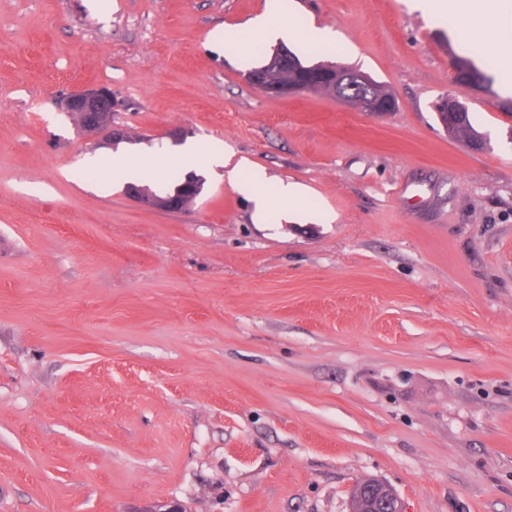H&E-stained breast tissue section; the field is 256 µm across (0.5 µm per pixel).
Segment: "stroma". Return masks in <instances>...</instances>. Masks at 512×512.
<instances>
[{"label": "stroma", "instance_id": "obj_1", "mask_svg": "<svg viewBox=\"0 0 512 512\" xmlns=\"http://www.w3.org/2000/svg\"><path fill=\"white\" fill-rule=\"evenodd\" d=\"M267 0H0V512H512V118L455 82L457 15L282 0L303 61L370 74L382 118L245 75ZM248 41L242 59L239 41ZM111 90L143 155L220 151L187 210L146 209L60 94ZM489 138L451 139L437 101ZM307 188L265 222L236 166ZM349 512H403V508L391 487L375 479H366L355 498L350 499Z\"/></svg>", "mask_w": 512, "mask_h": 512}]
</instances>
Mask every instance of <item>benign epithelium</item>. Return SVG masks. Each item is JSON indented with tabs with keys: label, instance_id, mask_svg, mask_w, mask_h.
<instances>
[{
	"label": "benign epithelium",
	"instance_id": "benign-epithelium-1",
	"mask_svg": "<svg viewBox=\"0 0 512 512\" xmlns=\"http://www.w3.org/2000/svg\"><path fill=\"white\" fill-rule=\"evenodd\" d=\"M247 80L262 92L273 96H290L303 90L301 86L280 87L269 84L263 74L249 72ZM348 106L369 115L378 116L380 111L394 112L397 103L387 101L382 109H377L369 101L358 98L346 99ZM63 109L80 119L79 129L82 134L98 136L101 143L110 145L127 139L125 132L112 126V112L116 103L112 91L105 87H87L73 91L61 100ZM204 180L201 176L190 178L174 189L173 194L159 197L145 189L136 187L126 190V194L140 206L167 212H182L191 207L203 190ZM349 512H403L402 502L397 493L387 484L375 479L364 480L358 494L350 500Z\"/></svg>",
	"mask_w": 512,
	"mask_h": 512
}]
</instances>
